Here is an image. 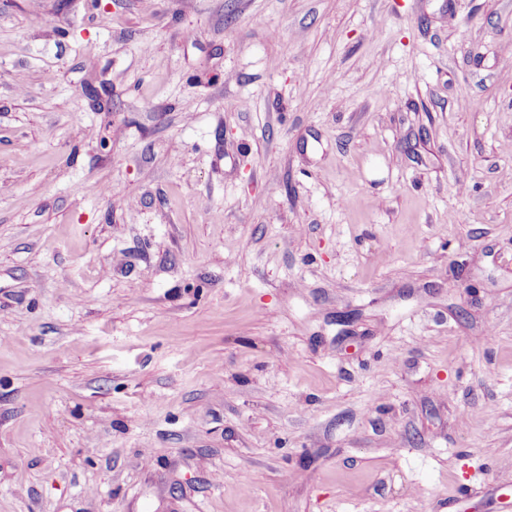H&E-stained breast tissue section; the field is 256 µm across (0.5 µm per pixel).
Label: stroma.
<instances>
[{"label":"stroma","mask_w":512,"mask_h":512,"mask_svg":"<svg viewBox=\"0 0 512 512\" xmlns=\"http://www.w3.org/2000/svg\"><path fill=\"white\" fill-rule=\"evenodd\" d=\"M0 512H512V0H0Z\"/></svg>","instance_id":"stroma-1"}]
</instances>
